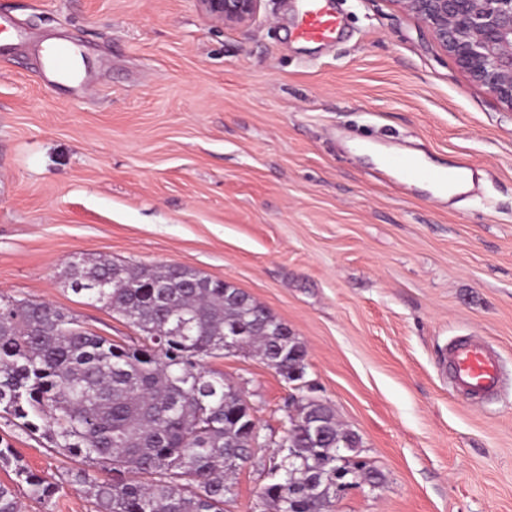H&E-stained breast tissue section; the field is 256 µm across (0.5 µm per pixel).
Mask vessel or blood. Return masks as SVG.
Wrapping results in <instances>:
<instances>
[{"label":"vessel or blood","mask_w":512,"mask_h":512,"mask_svg":"<svg viewBox=\"0 0 512 512\" xmlns=\"http://www.w3.org/2000/svg\"><path fill=\"white\" fill-rule=\"evenodd\" d=\"M339 28L336 13L329 0H305L295 27L299 40L325 43L335 40ZM42 60V77L49 87L81 82L77 65L78 50L72 45L47 44L37 49ZM472 167L468 159H460L454 169L433 174L420 161L418 154L404 152L389 157L388 171L414 181L438 180L444 184H462L464 171ZM448 374L455 389L466 399L478 402L494 394L501 382L496 352L483 340L467 338L453 344L448 351Z\"/></svg>","instance_id":"obj_1"}]
</instances>
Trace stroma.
<instances>
[{
    "instance_id": "obj_1",
    "label": "stroma",
    "mask_w": 512,
    "mask_h": 512,
    "mask_svg": "<svg viewBox=\"0 0 512 512\" xmlns=\"http://www.w3.org/2000/svg\"><path fill=\"white\" fill-rule=\"evenodd\" d=\"M29 45L0 62V296L45 300L112 339L135 331L74 294L72 257L177 264L223 279L307 348L314 394L385 482L331 512H512V112L393 0H333L343 35L297 40L300 0L249 26L197 0H4ZM77 39L88 87L45 89L30 46ZM469 159L483 196L451 206L393 187L342 137ZM477 336L507 384L488 404L449 386L452 341ZM207 368L288 426V384L259 357ZM0 440L51 477L79 463L0 417ZM276 448L233 477L252 512Z\"/></svg>"
}]
</instances>
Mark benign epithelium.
<instances>
[{
    "label": "benign epithelium",
    "instance_id": "7a95c632",
    "mask_svg": "<svg viewBox=\"0 0 512 512\" xmlns=\"http://www.w3.org/2000/svg\"><path fill=\"white\" fill-rule=\"evenodd\" d=\"M262 0H198L202 13L226 27H246ZM434 32L470 79L512 112V0H394Z\"/></svg>",
    "mask_w": 512,
    "mask_h": 512
}]
</instances>
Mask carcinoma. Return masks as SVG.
Segmentation results:
<instances>
[{"instance_id": "carcinoma-1", "label": "carcinoma", "mask_w": 512, "mask_h": 512, "mask_svg": "<svg viewBox=\"0 0 512 512\" xmlns=\"http://www.w3.org/2000/svg\"><path fill=\"white\" fill-rule=\"evenodd\" d=\"M99 279L109 281L104 298L85 287ZM70 288L121 315L137 341L65 323L46 301L8 307L0 297V412L82 464L51 481L1 447L14 480L0 484V512H21L18 485L47 504L71 479L95 512H224L228 479L251 458L252 415L205 360L234 336L286 378L306 360L305 344L247 293L181 265L85 260ZM179 325L184 334H173ZM292 403L297 457L270 474L257 512H328L338 465L350 480L381 485L382 474L358 462L362 438L329 404Z\"/></svg>"}]
</instances>
